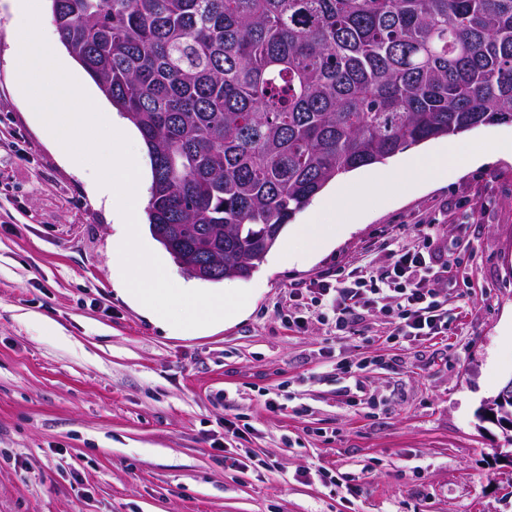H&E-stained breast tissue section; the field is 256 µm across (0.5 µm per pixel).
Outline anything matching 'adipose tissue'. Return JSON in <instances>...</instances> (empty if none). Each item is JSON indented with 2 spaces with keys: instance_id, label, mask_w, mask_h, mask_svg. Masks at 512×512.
<instances>
[{
  "instance_id": "adipose-tissue-1",
  "label": "adipose tissue",
  "mask_w": 512,
  "mask_h": 512,
  "mask_svg": "<svg viewBox=\"0 0 512 512\" xmlns=\"http://www.w3.org/2000/svg\"><path fill=\"white\" fill-rule=\"evenodd\" d=\"M490 156L491 153L487 150L460 154L452 147L439 151L421 152L413 157L409 166L401 170L399 175L384 173L374 177L372 187L381 190L395 182L404 185L412 181L425 184L439 178L457 175L461 167L482 165Z\"/></svg>"
}]
</instances>
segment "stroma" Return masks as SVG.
Here are the masks:
<instances>
[{
	"mask_svg": "<svg viewBox=\"0 0 512 512\" xmlns=\"http://www.w3.org/2000/svg\"><path fill=\"white\" fill-rule=\"evenodd\" d=\"M16 49L0 0V512H512L511 441L480 417L512 379L511 159L400 193L339 176L332 247L279 262L285 227L250 278L197 283L249 290L245 316L170 336L115 291L112 214L29 112ZM421 218L435 261H464L447 335L283 323L291 289L383 265Z\"/></svg>",
	"mask_w": 512,
	"mask_h": 512,
	"instance_id": "obj_1",
	"label": "stroma"
}]
</instances>
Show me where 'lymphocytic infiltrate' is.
Here are the masks:
<instances>
[{
	"label": "lymphocytic infiltrate",
	"mask_w": 512,
	"mask_h": 512,
	"mask_svg": "<svg viewBox=\"0 0 512 512\" xmlns=\"http://www.w3.org/2000/svg\"><path fill=\"white\" fill-rule=\"evenodd\" d=\"M431 222H415L412 244L390 255L375 271L351 270L337 281L317 279L289 295L294 311L285 314L288 327L303 328L307 319L344 332L365 314L379 311L392 327L391 338L422 342L447 335L448 314L443 308L448 287L456 285L461 263L449 256L434 265L428 252Z\"/></svg>",
	"instance_id": "f902f5d3"
}]
</instances>
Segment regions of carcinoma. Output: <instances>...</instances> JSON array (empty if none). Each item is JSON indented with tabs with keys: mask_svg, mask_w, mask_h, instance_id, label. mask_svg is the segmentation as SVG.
Returning a JSON list of instances; mask_svg holds the SVG:
<instances>
[{
	"mask_svg": "<svg viewBox=\"0 0 512 512\" xmlns=\"http://www.w3.org/2000/svg\"><path fill=\"white\" fill-rule=\"evenodd\" d=\"M139 131L150 232L250 277L342 174L512 124V0H48Z\"/></svg>",
	"mask_w": 512,
	"mask_h": 512,
	"instance_id": "1",
	"label": "carcinoma"
}]
</instances>
